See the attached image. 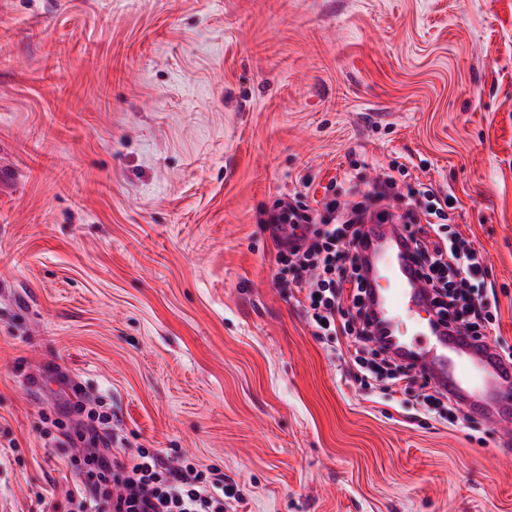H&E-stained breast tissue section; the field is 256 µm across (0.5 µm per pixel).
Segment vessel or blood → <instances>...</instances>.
<instances>
[{"label":"vessel or blood","mask_w":512,"mask_h":512,"mask_svg":"<svg viewBox=\"0 0 512 512\" xmlns=\"http://www.w3.org/2000/svg\"><path fill=\"white\" fill-rule=\"evenodd\" d=\"M364 250L375 287L374 309L390 353L414 363L485 423L512 426V363L500 359L493 345L435 325L427 314L431 297L420 287L402 225H374Z\"/></svg>","instance_id":"1"}]
</instances>
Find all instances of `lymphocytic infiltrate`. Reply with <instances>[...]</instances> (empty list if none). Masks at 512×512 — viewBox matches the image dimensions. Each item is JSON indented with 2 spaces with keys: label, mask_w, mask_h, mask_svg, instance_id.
I'll list each match as a JSON object with an SVG mask.
<instances>
[{
  "label": "lymphocytic infiltrate",
  "mask_w": 512,
  "mask_h": 512,
  "mask_svg": "<svg viewBox=\"0 0 512 512\" xmlns=\"http://www.w3.org/2000/svg\"><path fill=\"white\" fill-rule=\"evenodd\" d=\"M397 183L385 177L370 186L353 185L352 202L325 203L312 216L299 200L283 201L274 219L279 252L278 278L303 294L306 311L319 336H344L354 349L356 381L364 387L381 382L413 389L420 379L412 365L375 346L367 312L365 276L355 248L373 220H386L385 200ZM420 196L417 210L402 215L410 230L421 277L445 325L483 339L498 318V302L480 286L483 257L458 231L445 224L440 196L425 184L410 188ZM351 311H344V302ZM88 400L74 394L68 403L79 418L62 428L59 447L70 449V461L86 478L69 500L73 512H225L224 475L189 460L171 459L152 448H119L111 414L93 413Z\"/></svg>",
  "instance_id": "1"
}]
</instances>
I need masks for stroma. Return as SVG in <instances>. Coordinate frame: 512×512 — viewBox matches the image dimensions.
Returning a JSON list of instances; mask_svg holds the SVG:
<instances>
[{
    "instance_id": "35a3bbf8",
    "label": "stroma",
    "mask_w": 512,
    "mask_h": 512,
    "mask_svg": "<svg viewBox=\"0 0 512 512\" xmlns=\"http://www.w3.org/2000/svg\"><path fill=\"white\" fill-rule=\"evenodd\" d=\"M385 172L512 346V0H0V512H68L75 385L228 512H512V442L360 388L275 279L279 201Z\"/></svg>"
}]
</instances>
